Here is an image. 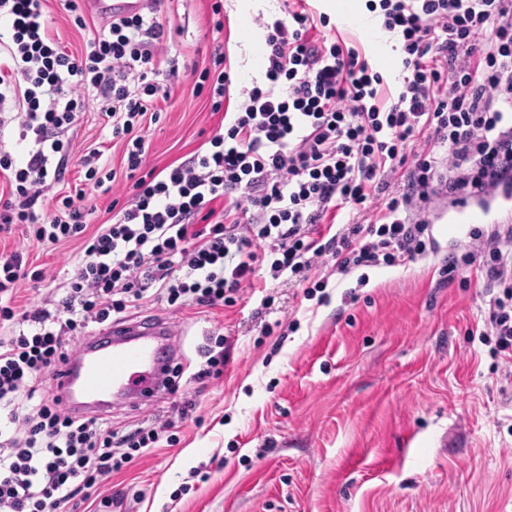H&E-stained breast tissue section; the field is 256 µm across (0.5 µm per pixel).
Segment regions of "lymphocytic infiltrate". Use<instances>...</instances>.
I'll return each mask as SVG.
<instances>
[{"label": "lymphocytic infiltrate", "mask_w": 512, "mask_h": 512, "mask_svg": "<svg viewBox=\"0 0 512 512\" xmlns=\"http://www.w3.org/2000/svg\"><path fill=\"white\" fill-rule=\"evenodd\" d=\"M46 0H0L10 28L0 60V132L17 125L30 140L22 161L0 152V233L22 224L40 243L80 241L73 274L49 306L20 308L26 282H39L22 252L0 257V512H80L90 489L159 441V426L113 429L80 417L44 388L90 325L145 302L178 308L234 305L242 288L269 277L298 285L313 269L345 274L395 266L432 250L427 221L441 196L476 198L512 181V0H379L385 30L400 35L403 69L389 102L383 77L339 41L311 40L327 15L291 12L268 24L264 85L242 90L224 109L231 75L223 55L193 87L223 119L204 147L178 164L147 168L141 131L157 121L184 75L162 55V0L146 13L106 21L88 50L63 49L44 19ZM481 53V68L470 65ZM112 121L124 146L122 170L86 155L94 187L130 197L89 231L84 192L47 216L35 206L48 180H61L80 116ZM379 197L368 208L371 197ZM350 223L332 235L318 224L339 211ZM480 270L490 294L479 336L492 355L512 352V229L449 258L445 281Z\"/></svg>", "instance_id": "obj_1"}]
</instances>
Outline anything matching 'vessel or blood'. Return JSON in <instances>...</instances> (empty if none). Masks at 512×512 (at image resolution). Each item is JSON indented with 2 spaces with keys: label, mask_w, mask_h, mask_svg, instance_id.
I'll use <instances>...</instances> for the list:
<instances>
[{
  "label": "vessel or blood",
  "mask_w": 512,
  "mask_h": 512,
  "mask_svg": "<svg viewBox=\"0 0 512 512\" xmlns=\"http://www.w3.org/2000/svg\"><path fill=\"white\" fill-rule=\"evenodd\" d=\"M91 11L106 18L130 16L148 0H86ZM512 218V190L490 192L483 200H456L445 232L454 240L471 239L481 224ZM167 322L158 319L115 324L103 336L88 337L70 361L50 375L48 386L64 405L108 409L113 398L147 400L157 394L156 383L165 357Z\"/></svg>",
  "instance_id": "1"
}]
</instances>
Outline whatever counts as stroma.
<instances>
[{
  "mask_svg": "<svg viewBox=\"0 0 512 512\" xmlns=\"http://www.w3.org/2000/svg\"><path fill=\"white\" fill-rule=\"evenodd\" d=\"M165 0L160 19L168 54L180 68L206 67L224 53L231 67L229 104L261 79L265 25L287 17L298 0ZM307 10L332 24L310 30L315 40L339 39L358 50L395 94L402 67L401 40L382 30L368 0H307ZM49 30L68 51L86 49L101 20L78 28L64 0H48ZM224 27L215 30V19ZM378 31L366 41L361 23ZM185 81L158 100V122L143 130L149 166L188 158L216 129L220 115ZM101 153L104 169L121 166L97 112L85 113L73 135L65 177L48 186L35 210L54 211L60 196L84 190L101 224L112 194L86 185L80 159ZM436 236L428 256L393 267H358L327 279V299L307 298L282 281L242 289L232 307L206 312L149 302L127 311L129 320L162 318L174 331L182 370L169 392L112 411V425L172 421L173 442L159 440L91 497L112 512H512V357L492 356L479 341L487 313L484 277L468 268L453 282L439 269L464 251ZM19 250L43 269L23 305L41 303L65 285L80 244L28 240L23 225L0 235V251ZM271 309L261 310L263 297ZM271 326L263 334V326ZM234 346L222 377L198 384V348L207 337Z\"/></svg>",
  "mask_w": 512,
  "mask_h": 512,
  "instance_id": "35a3bbf8",
  "label": "stroma"
}]
</instances>
